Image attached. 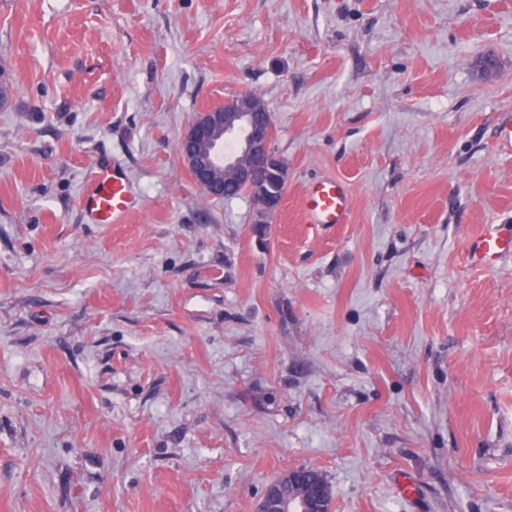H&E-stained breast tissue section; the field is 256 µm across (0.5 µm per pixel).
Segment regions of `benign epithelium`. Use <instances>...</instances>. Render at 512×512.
Masks as SVG:
<instances>
[{
	"label": "benign epithelium",
	"instance_id": "7a95c632",
	"mask_svg": "<svg viewBox=\"0 0 512 512\" xmlns=\"http://www.w3.org/2000/svg\"><path fill=\"white\" fill-rule=\"evenodd\" d=\"M267 111L263 101L253 97L230 112L208 109L195 116L180 139V157L194 182L216 198L224 197L230 186L255 189L261 171L269 163L273 125L259 119ZM301 487L300 496L281 493L278 485ZM259 512H333L325 489L308 479L306 467L288 469L265 490Z\"/></svg>",
	"mask_w": 512,
	"mask_h": 512
}]
</instances>
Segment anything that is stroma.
Listing matches in <instances>:
<instances>
[{
    "label": "stroma",
    "mask_w": 512,
    "mask_h": 512,
    "mask_svg": "<svg viewBox=\"0 0 512 512\" xmlns=\"http://www.w3.org/2000/svg\"><path fill=\"white\" fill-rule=\"evenodd\" d=\"M0 76V512H257L296 466L334 512H512V257H469L512 228V0H0ZM244 93L265 224L178 150ZM101 158L125 223L79 207ZM287 167L286 162L278 157L277 161L272 163L274 170H271L269 173V178L263 187V193L267 197L264 202L259 198L262 194H255L253 200L259 208V211H263L265 213H274L278 211L280 207V201L283 198L286 184H288V169H285L281 174V179L279 180V175L277 173V166ZM280 181L284 184H280ZM278 202L275 206L270 204L269 199ZM306 224H346L350 217V192L339 178H321L307 187L302 197ZM506 254H512V232L503 233L498 224L486 225L470 247L472 260L484 265L495 264Z\"/></svg>",
    "instance_id": "35a3bbf8"
}]
</instances>
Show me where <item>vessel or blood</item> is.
<instances>
[{
    "instance_id": "1",
    "label": "vessel or blood",
    "mask_w": 512,
    "mask_h": 512,
    "mask_svg": "<svg viewBox=\"0 0 512 512\" xmlns=\"http://www.w3.org/2000/svg\"><path fill=\"white\" fill-rule=\"evenodd\" d=\"M92 224H119L137 208L125 171L117 164L98 160L79 200ZM304 220L309 224H345L350 217V192L341 179L325 177L307 187L302 197ZM512 254V232L503 233L489 224L472 242L473 261L492 265L503 255Z\"/></svg>"
}]
</instances>
